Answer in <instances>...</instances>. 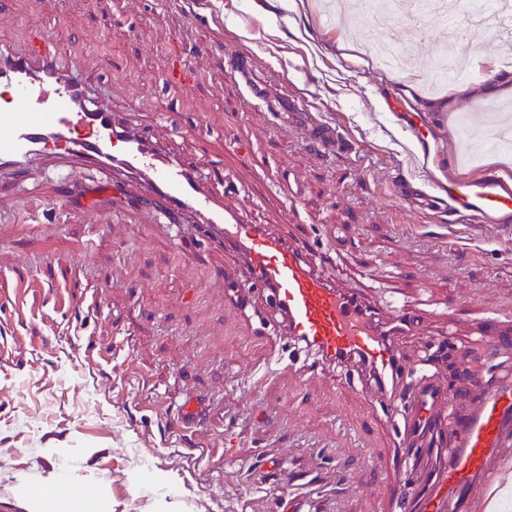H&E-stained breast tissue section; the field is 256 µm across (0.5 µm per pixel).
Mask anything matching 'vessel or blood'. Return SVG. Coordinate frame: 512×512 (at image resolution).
<instances>
[{"mask_svg":"<svg viewBox=\"0 0 512 512\" xmlns=\"http://www.w3.org/2000/svg\"><path fill=\"white\" fill-rule=\"evenodd\" d=\"M1 72H20L10 84L11 96L0 101V171L20 173L33 158L63 147L64 159L81 165L124 167L147 176L152 200L178 216L200 215L243 259V284L269 291L287 318L290 336L306 340L322 360L357 364L362 378H405L401 343L419 322L403 308L380 310L353 288L323 278L300 246L269 235L259 224L227 211L201 181L174 158L157 148L148 135L135 136L113 117L111 103L83 108L74 96L89 97L91 81L71 83L55 51L31 43L21 53L0 62ZM229 72L270 112L300 120L314 141L340 147L335 129L301 106L292 95L275 96L256 78L250 52L229 59ZM395 195L412 210L447 206L455 224L472 231L493 226L512 235V181L493 172L470 180L448 179L434 192L398 184ZM390 415L400 419L397 446L402 459L417 461L423 479L416 494H407L397 480L391 497L398 512H473L485 489L500 450L512 443V382L471 385V405L457 413L450 402L448 382L419 383L408 397L392 393ZM178 417L184 427L200 424L201 401H183ZM320 486L313 477L292 478L284 499L287 512H308Z\"/></svg>","mask_w":512,"mask_h":512,"instance_id":"1","label":"vessel or blood"}]
</instances>
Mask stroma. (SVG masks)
Listing matches in <instances>:
<instances>
[{"label": "stroma", "instance_id": "obj_1", "mask_svg": "<svg viewBox=\"0 0 512 512\" xmlns=\"http://www.w3.org/2000/svg\"><path fill=\"white\" fill-rule=\"evenodd\" d=\"M348 0H5L0 48L24 51L46 33L73 75H93L116 120L194 172L225 207L288 242L306 229L317 270L381 306L416 312L404 339L423 366L433 339L470 354L451 396L468 401L477 378L512 374V355L472 334L488 317L512 318V238L490 227L448 245L447 210L415 214L395 178L474 179L512 162L489 140L474 166L449 167L459 116L481 121L490 101L432 91L429 54L447 34L392 17L384 28ZM448 9L467 37L461 84L484 70L507 74L492 34L469 26L466 0ZM373 37L411 49L402 73L365 58ZM246 50L257 73L292 91L350 143L337 153L281 113L262 109L227 71ZM418 114L437 164L423 171L406 130ZM99 168L36 162L0 172V512H36L33 491L65 488L100 497L102 512H276L284 482L247 480L281 456L327 486L313 512H389L388 479L401 466L398 426L356 375L317 364L296 348L265 293L237 305L238 259L197 223L157 219L138 196H104L89 212ZM222 280L208 287L211 273ZM105 290L100 312L80 304L86 279ZM266 371L259 392L248 375ZM211 405L182 430L186 398Z\"/></svg>", "mask_w": 512, "mask_h": 512}]
</instances>
